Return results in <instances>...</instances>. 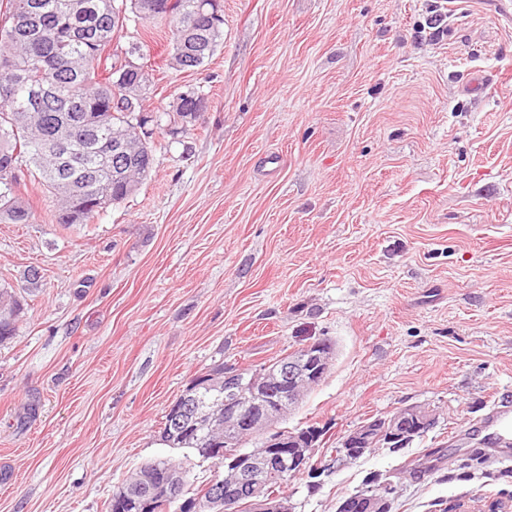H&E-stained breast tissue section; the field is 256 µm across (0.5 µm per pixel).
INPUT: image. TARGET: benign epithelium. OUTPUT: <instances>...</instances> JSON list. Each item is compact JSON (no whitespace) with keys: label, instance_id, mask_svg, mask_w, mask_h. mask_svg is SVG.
<instances>
[{"label":"benign epithelium","instance_id":"1","mask_svg":"<svg viewBox=\"0 0 512 512\" xmlns=\"http://www.w3.org/2000/svg\"><path fill=\"white\" fill-rule=\"evenodd\" d=\"M112 160L121 169L131 165L132 154L123 141L114 145ZM331 359L332 349L309 344L273 366L266 364L254 369L246 379L235 367H222L216 374L200 376L205 387L224 394V445L236 444L245 428L265 430L288 415L298 402V390L324 378ZM197 388V383L189 384L177 402L169 407L170 428L181 429L199 420ZM262 393L271 394L270 404L258 414L245 412L244 408L255 404ZM435 421L433 410L406 406L385 418H375L358 426L342 439L338 453L340 457L352 460L367 453L377 440L387 448H405L416 437L426 434ZM315 446V433L307 431L288 441L275 437L263 448L227 451L224 465L232 473L233 481L227 485L221 481L212 483L211 498L224 501V512H237L242 501L249 506L250 512H292L287 500L270 493V480L305 468L320 474L323 468L312 463ZM184 482L180 471L170 470L157 491L168 500L179 501L183 512H204L205 503L182 499L180 491ZM348 509L351 512H384L385 493H363L355 499V505L346 501L340 506L342 512Z\"/></svg>","mask_w":512,"mask_h":512}]
</instances>
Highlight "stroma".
<instances>
[{
	"mask_svg": "<svg viewBox=\"0 0 512 512\" xmlns=\"http://www.w3.org/2000/svg\"><path fill=\"white\" fill-rule=\"evenodd\" d=\"M224 39L168 67L142 38L154 166L85 224L0 223V287L22 302L0 344V512H108L161 457L192 485L217 465L163 444L169 406L221 364L317 340L324 379L285 419L322 430L318 487L293 512H337L373 475L391 512H512V467L464 431L512 401V20L496 0H221ZM207 109L171 137L178 97ZM421 405L407 448L335 460L341 437Z\"/></svg>",
	"mask_w": 512,
	"mask_h": 512,
	"instance_id": "obj_1",
	"label": "stroma"
}]
</instances>
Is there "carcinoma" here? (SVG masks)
Here are the masks:
<instances>
[{
  "label": "carcinoma",
  "mask_w": 512,
  "mask_h": 512,
  "mask_svg": "<svg viewBox=\"0 0 512 512\" xmlns=\"http://www.w3.org/2000/svg\"><path fill=\"white\" fill-rule=\"evenodd\" d=\"M220 0H0V222L28 224L31 209L22 196L26 171L55 197L59 224H86L96 213L134 194L154 163L153 142L128 121L141 113L139 76L120 55L106 54L130 21L146 28L165 25L172 35L170 65H204L224 35ZM206 109L205 97L181 95L169 118V133ZM133 151L124 174L112 172V141ZM16 164L17 172L5 167ZM20 301L0 289V341L15 332ZM209 440L224 443V409L213 410ZM164 441L200 455V436L183 431ZM174 464L159 458L141 465L127 485L138 488L144 512H171L173 501L155 498L163 474Z\"/></svg>",
  "instance_id": "cac0c4a2"
}]
</instances>
